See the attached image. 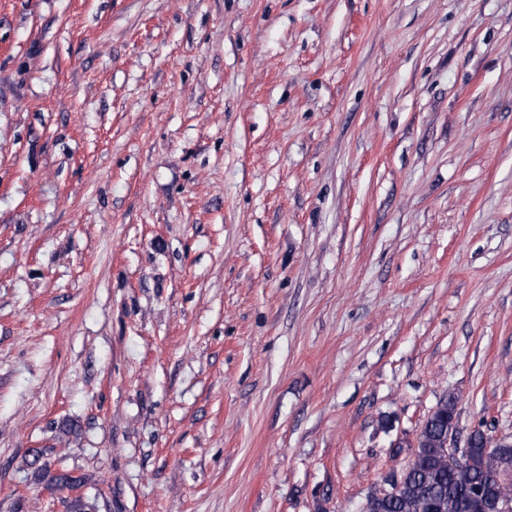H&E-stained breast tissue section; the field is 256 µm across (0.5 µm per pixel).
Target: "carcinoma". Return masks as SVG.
Listing matches in <instances>:
<instances>
[{
  "mask_svg": "<svg viewBox=\"0 0 512 512\" xmlns=\"http://www.w3.org/2000/svg\"><path fill=\"white\" fill-rule=\"evenodd\" d=\"M457 398L447 395L423 422L417 437L413 459L400 475L390 474L393 491H374L361 503L358 512H499L503 498L512 499V479L501 480L499 463H512V441L487 449L490 435L474 429L468 462L448 464V437L456 432ZM52 448H33L25 466L34 479L48 486L65 489L73 484L86 485L82 477L72 475L64 466L65 458L51 469Z\"/></svg>",
  "mask_w": 512,
  "mask_h": 512,
  "instance_id": "cac0c4a2",
  "label": "carcinoma"
}]
</instances>
